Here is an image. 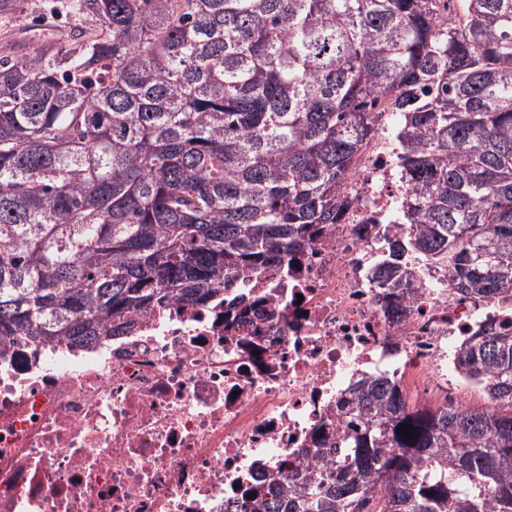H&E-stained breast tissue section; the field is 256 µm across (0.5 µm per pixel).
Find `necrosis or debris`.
<instances>
[{"instance_id":"1","label":"necrosis or debris","mask_w":512,"mask_h":512,"mask_svg":"<svg viewBox=\"0 0 512 512\" xmlns=\"http://www.w3.org/2000/svg\"><path fill=\"white\" fill-rule=\"evenodd\" d=\"M376 128L340 223L241 277L274 320L184 301L91 349L0 347V512H224L238 488L336 445L364 375L430 407L464 406L458 350L482 325L512 327V293L458 292L447 262L416 250L404 258L413 288L377 277L407 188L390 125Z\"/></svg>"}]
</instances>
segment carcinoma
I'll return each instance as SVG.
<instances>
[{
	"label": "carcinoma",
	"instance_id": "cac0c4a2",
	"mask_svg": "<svg viewBox=\"0 0 512 512\" xmlns=\"http://www.w3.org/2000/svg\"><path fill=\"white\" fill-rule=\"evenodd\" d=\"M63 41L0 56V343L97 344L174 300H265L238 277L339 223L371 108L411 184L377 274L411 249L466 294L512 290V0H71ZM457 362L491 410L351 388L319 473L240 512H512V331ZM414 426L415 437L397 434Z\"/></svg>",
	"mask_w": 512,
	"mask_h": 512
}]
</instances>
